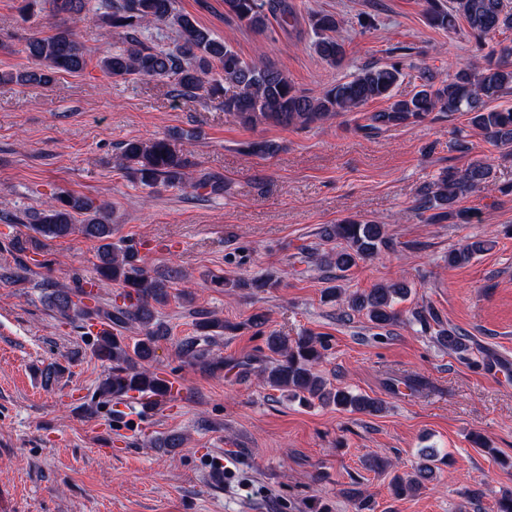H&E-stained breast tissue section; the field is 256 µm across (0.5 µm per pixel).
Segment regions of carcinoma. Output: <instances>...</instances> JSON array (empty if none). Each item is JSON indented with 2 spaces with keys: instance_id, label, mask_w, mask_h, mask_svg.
Here are the masks:
<instances>
[{
  "instance_id": "obj_1",
  "label": "carcinoma",
  "mask_w": 512,
  "mask_h": 512,
  "mask_svg": "<svg viewBox=\"0 0 512 512\" xmlns=\"http://www.w3.org/2000/svg\"><path fill=\"white\" fill-rule=\"evenodd\" d=\"M87 0H50L54 15H79ZM224 15L233 17L257 32L269 30L271 22L287 29L296 21V11L288 0H223ZM100 18L121 35V45L102 53L98 66L109 77L138 76L168 82L179 96L203 102L219 99L224 113L245 128L272 123L284 128H306L355 112L374 99L388 101L382 111L370 116V127L383 129L425 121L433 112H466L471 127L489 142L512 147V108L490 109L487 102L512 91V69L493 62L495 50H486L488 39L503 29H512V7L505 0H425L429 23L446 31L464 21L476 50L484 52L485 65L468 64L448 78L435 83L427 77L409 97L398 98L394 89L403 72L401 64L390 62L363 67L351 79L330 85L322 94L309 96L296 89L280 69L257 61L244 60L237 51L195 19L175 7V0H101ZM315 35L314 52L328 65H339L345 55L344 45L336 38L340 21L336 15L313 12L308 18ZM166 27L176 36L172 51L147 45L144 32ZM23 52L33 66L22 71L1 73V82L22 85H49L60 73L83 71L89 61L85 46L68 26L59 25L50 35L35 33L25 41ZM181 136L166 134L149 139H131L120 144L117 165L132 173L145 187L163 184L170 187L216 189L208 179L191 177L192 162L177 147ZM246 150L259 157L274 154L277 146L265 140L246 143ZM490 167L476 159L463 170H448L427 185L415 201V209L427 224L455 219L469 224L474 211L460 206L468 195L488 186ZM115 224L112 208L95 203L86 196L60 193L49 198L45 207L29 214L32 234L10 239L15 253L14 272L9 279L23 281L30 271L29 253L39 238H68L80 234L99 242L93 272L77 286L59 287L47 296L49 308L60 318L79 324L93 340V353L111 364L110 374L98 386L95 397L102 403L123 399L137 392L141 395L161 387L160 373L153 368L157 333L152 329L156 306L164 304L173 288L170 280L151 274L140 263L138 250L131 244L112 243ZM325 238L340 243V248L325 252L319 262L340 270L359 261L371 260L388 246L384 225L348 218L325 229ZM486 241L478 239L448 252V265L462 266L485 250ZM111 283L120 289L119 299L106 298L86 287L101 288ZM274 276L260 280L238 279L224 282L226 288H276ZM408 294L399 284L380 285L367 293L348 297L349 306L366 312L369 321L384 329L400 321L395 299ZM106 328L93 334V327ZM197 335L180 343L182 354L193 364L210 371L224 368V359L214 357L201 347L199 337L224 335L232 325L214 315L204 314L195 322ZM133 328L143 336L134 344L126 342L124 332ZM436 342L448 350H467L465 339L451 329H440ZM271 353L269 364L261 370L265 384L286 392L302 402L316 398L343 409L375 415L382 411L378 399L354 395L345 387H327L315 367L326 350L319 336H298L293 340L272 331L266 338ZM434 454L424 455L414 473L396 474L390 481L394 498L401 499L425 488L433 475L427 464Z\"/></svg>"
}]
</instances>
